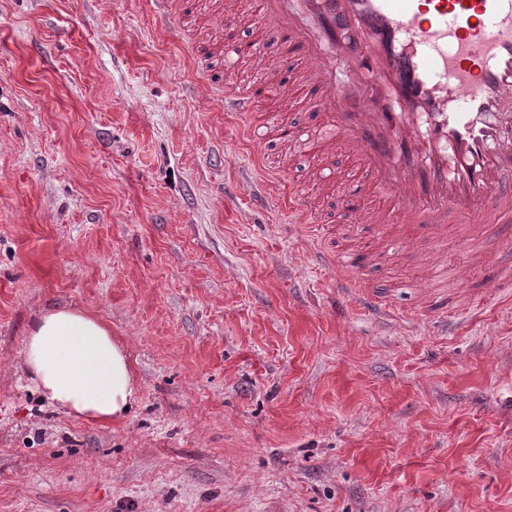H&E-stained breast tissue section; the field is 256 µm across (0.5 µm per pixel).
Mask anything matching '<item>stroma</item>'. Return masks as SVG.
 Wrapping results in <instances>:
<instances>
[{
    "instance_id": "1",
    "label": "stroma",
    "mask_w": 512,
    "mask_h": 512,
    "mask_svg": "<svg viewBox=\"0 0 512 512\" xmlns=\"http://www.w3.org/2000/svg\"><path fill=\"white\" fill-rule=\"evenodd\" d=\"M0 0V512H512V301L449 326L414 244L339 224L352 160H307L224 110V0ZM290 184L308 224L257 186ZM387 292L372 314L317 250ZM70 305L127 342L126 419L72 418L20 369Z\"/></svg>"
}]
</instances>
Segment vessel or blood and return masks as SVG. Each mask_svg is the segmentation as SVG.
I'll use <instances>...</instances> for the list:
<instances>
[{
  "label": "vessel or blood",
  "instance_id": "obj_1",
  "mask_svg": "<svg viewBox=\"0 0 512 512\" xmlns=\"http://www.w3.org/2000/svg\"><path fill=\"white\" fill-rule=\"evenodd\" d=\"M261 32L287 47L330 150L364 172L337 220L379 225L438 245L449 225L490 228L495 249L468 237L457 280L498 267L489 291L512 298V0H252ZM288 104L271 72L235 89L225 109L254 127L268 95Z\"/></svg>",
  "mask_w": 512,
  "mask_h": 512
}]
</instances>
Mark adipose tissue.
Returning a JSON list of instances; mask_svg holds the SVG:
<instances>
[{"instance_id":"ef3b65f1","label":"adipose tissue","mask_w":512,"mask_h":512,"mask_svg":"<svg viewBox=\"0 0 512 512\" xmlns=\"http://www.w3.org/2000/svg\"><path fill=\"white\" fill-rule=\"evenodd\" d=\"M23 368L40 397L75 418L120 419L140 399L141 388L125 342L79 308L56 306L31 321Z\"/></svg>"}]
</instances>
